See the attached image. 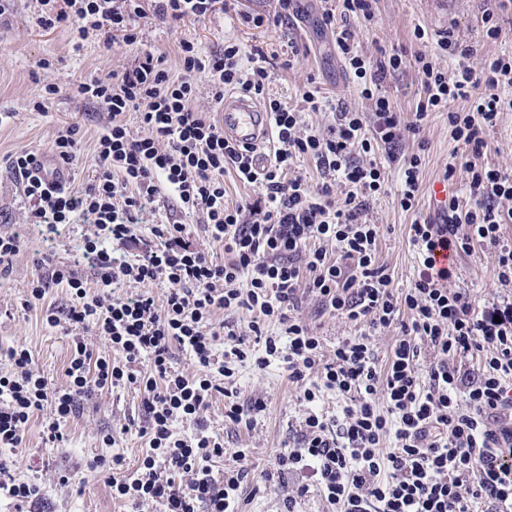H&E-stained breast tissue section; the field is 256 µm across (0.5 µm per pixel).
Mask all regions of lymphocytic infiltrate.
Segmentation results:
<instances>
[{"label": "lymphocytic infiltrate", "instance_id": "lymphocytic-infiltrate-1", "mask_svg": "<svg viewBox=\"0 0 512 512\" xmlns=\"http://www.w3.org/2000/svg\"><path fill=\"white\" fill-rule=\"evenodd\" d=\"M222 2L151 0V6L156 18L178 24L203 20ZM373 3L342 0L341 14L323 12L358 92L371 103L367 114L337 104L327 132L302 127V109L319 108L316 90L303 92L299 108L270 96L262 53L246 60L235 42L225 41L214 52L184 39L178 71L166 67L164 54L145 49L133 67L78 85L77 95L107 116L93 182L60 187L38 175L34 153L9 156L29 203L26 221L42 226L46 240L69 224L94 226L83 257L97 275L90 285L68 266L41 260L25 302L33 308L52 283L70 292L66 312L52 308L43 315L49 327L64 326L73 334L66 386H53L41 375L27 347L4 352L13 371L0 374V499L11 512H28L43 496L38 483L15 476L32 418L51 409L45 439L64 441L65 425L80 413L83 400L125 385L143 395L146 423L138 433L147 448L126 474L118 454L87 464L110 474L112 497L120 502L149 501L160 512H239L251 482L282 492V512H298L313 490L325 512H478L482 504L488 512H512V243L501 237L502 226L512 222V171L479 161L488 148L487 130L502 112L512 111V56L492 54L480 69L462 66L451 76L422 50L371 64L353 32L336 19L372 20ZM38 4L42 29L65 25L80 41L100 34L107 48L139 41L141 0ZM410 59L422 78L415 119L406 122L382 83ZM202 79L214 102L237 89L270 113L275 148L263 171L254 170L251 148L225 139L222 125L195 109ZM457 99L469 101V109L449 111ZM441 111L467 155L449 164L445 175L463 173L474 204L461 209L452 196L447 223L410 224L420 267L410 288L400 292L377 257L380 227L365 218L384 182L383 167L370 156L379 149L398 156L405 136L420 133L429 114ZM130 112L139 118L140 133L124 120ZM305 157L314 161L317 181L291 175L293 163ZM401 159L397 195L408 211L421 191V161L415 154ZM228 171L262 187V196L226 204ZM165 199L202 216L211 250L194 247L179 222L155 223ZM140 224L149 225V236L137 234ZM328 241L335 243V254L325 249ZM478 244L495 251L502 293L490 301L454 287V268L437 267L432 259L438 249L456 256ZM116 245L134 248V257H114ZM220 248L227 260L218 259ZM126 281L141 285V293L113 297V288ZM160 282L168 288L161 312L148 293ZM306 295L320 311L359 326V334L325 350L302 313ZM241 309L253 314L246 325L214 321L217 312ZM390 327L399 334L381 365L371 336ZM88 328L121 351L123 362L93 355L80 337ZM255 342L263 344L262 356H253ZM176 348L189 353L193 374L172 367ZM250 358L261 368L282 359L308 407L298 440L256 476L248 449L227 451L204 417L219 392L232 423L251 424L266 410L264 400L241 401L235 384L237 365ZM325 391L339 400L330 417L319 407ZM227 454L232 464L214 475L212 462Z\"/></svg>", "mask_w": 512, "mask_h": 512}]
</instances>
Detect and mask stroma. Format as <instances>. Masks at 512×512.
<instances>
[{
	"mask_svg": "<svg viewBox=\"0 0 512 512\" xmlns=\"http://www.w3.org/2000/svg\"><path fill=\"white\" fill-rule=\"evenodd\" d=\"M276 5V0H228L226 11L182 24L163 22L147 13L136 21L141 30L140 44L118 42L107 50L96 38L76 44L65 26L52 31L38 28L36 0H12L9 14L0 22V232L19 234L22 245L12 257L8 273L0 277V347L25 345L32 351L39 371L54 386L67 383L70 338L63 330L47 326L42 316L46 307H68L70 292L65 286L53 285L36 308L26 310L22 304L30 293L36 262L47 251L52 252L55 263L73 267L78 277L94 282L93 269L76 261L94 228L89 224L66 226L53 246H46L40 227L25 219L28 202L20 178L6 162L7 156L21 149L48 156L59 128L78 127L80 151L70 171V183L76 189L85 187L98 174L94 145L107 117L92 102L76 97L75 87L90 77L132 66L143 48L164 53L168 67L177 69L176 49L183 39L208 50L223 48L228 40L238 42L246 54L262 50L271 63L269 93L292 106L300 105L304 87L315 82L320 106L303 112L304 129L325 130L333 122V106L340 102L359 112L369 111L368 101L356 92L332 48V34L322 24L321 0H300L301 17L282 36L240 20L244 12L273 16ZM484 7V0H376L372 21L354 16L348 24L364 54L374 61L401 49L414 53L415 28H424L432 37L453 29L461 41L473 46L472 55L458 60L434 49L429 52L435 67L451 74L461 64L479 69L483 58L491 54L512 55V9L500 12L501 36L488 42L482 33ZM48 84L58 87L59 92L46 111H36L33 103ZM384 89L396 109L404 117H411L421 90V76L414 63L388 76ZM446 113H431L420 134L407 137L403 144L404 154L421 157L424 189L416 209L406 212L399 205L395 163L389 161L385 151H377L374 156L384 168L387 184L384 193L372 198L366 218L381 227L378 260L387 266L399 289L410 287L418 263L407 228L414 219L427 217V188L442 180L448 159L458 147ZM454 266L456 287L484 300L497 296L493 250L475 246L471 254L455 257ZM236 382L242 399L264 398L266 412L250 426L225 421L224 397L219 394L205 417L211 432L223 438L225 447L250 449V464L260 470L284 444L297 439L306 408L298 401V388L289 381L282 360H271L262 369L254 360H247L238 366ZM50 416L45 410L33 418L16 471L17 478L37 482L43 489V499L35 512H128L124 503L113 500L105 476L87 470L85 463L118 453L127 469L136 467L145 446L136 429L146 421L139 390L122 386L84 401L82 412L65 428V440L56 446L43 439V424ZM108 434L114 439L109 447L103 442ZM65 474L70 477L66 484L61 481Z\"/></svg>",
	"mask_w": 512,
	"mask_h": 512,
	"instance_id": "stroma-1",
	"label": "stroma"
}]
</instances>
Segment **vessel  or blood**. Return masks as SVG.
Segmentation results:
<instances>
[{"label":"vessel or blood","mask_w":512,"mask_h":512,"mask_svg":"<svg viewBox=\"0 0 512 512\" xmlns=\"http://www.w3.org/2000/svg\"><path fill=\"white\" fill-rule=\"evenodd\" d=\"M224 113L225 138L254 148V167L262 169L268 163L267 149L270 137V119L267 112L248 95H225L221 106Z\"/></svg>","instance_id":"obj_1"}]
</instances>
